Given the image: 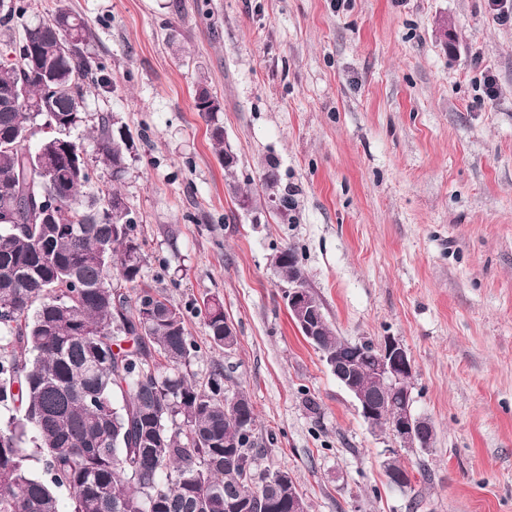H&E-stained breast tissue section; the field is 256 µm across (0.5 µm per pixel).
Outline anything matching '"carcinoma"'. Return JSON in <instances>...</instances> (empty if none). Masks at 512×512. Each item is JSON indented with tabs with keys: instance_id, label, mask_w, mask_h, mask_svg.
I'll return each instance as SVG.
<instances>
[{
	"instance_id": "cac0c4a2",
	"label": "carcinoma",
	"mask_w": 512,
	"mask_h": 512,
	"mask_svg": "<svg viewBox=\"0 0 512 512\" xmlns=\"http://www.w3.org/2000/svg\"><path fill=\"white\" fill-rule=\"evenodd\" d=\"M22 24L23 36L0 40V403L18 407L0 418V512H59L57 492L70 493V512H288L271 506L252 446L235 448L257 428L251 397L228 393L224 370L203 382L187 367L201 346L182 308L140 285L145 255L137 223H112L115 187L126 173L131 142L101 119L99 161L114 187L94 182L83 145L72 136L86 119V89L104 79L84 55L88 27L58 0L44 16L39 0H0V25ZM40 62L20 67L30 45ZM195 107L224 160L222 106L204 82ZM44 137L29 146L35 128ZM62 192L57 218L40 212ZM130 288L112 286V270ZM198 312L206 344L224 348V305L203 300ZM312 345L323 358L350 361L375 354L371 342L348 343L329 325ZM43 464V474L31 462Z\"/></svg>"
}]
</instances>
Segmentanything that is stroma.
I'll list each match as a JSON object with an SVG mask.
<instances>
[{"label": "stroma", "instance_id": "obj_1", "mask_svg": "<svg viewBox=\"0 0 512 512\" xmlns=\"http://www.w3.org/2000/svg\"><path fill=\"white\" fill-rule=\"evenodd\" d=\"M68 6L106 67L74 136L105 184L98 120L129 134L118 188L145 242L142 284L186 308L200 342L195 304L223 302L238 343L188 372L221 364L226 388L249 393L261 467L288 471L308 512H512V24L490 0ZM202 80L230 171L195 108ZM287 245L336 336H394L411 355L412 410L435 434L398 454L410 486L388 481L390 436L290 318L272 263Z\"/></svg>", "mask_w": 512, "mask_h": 512}]
</instances>
